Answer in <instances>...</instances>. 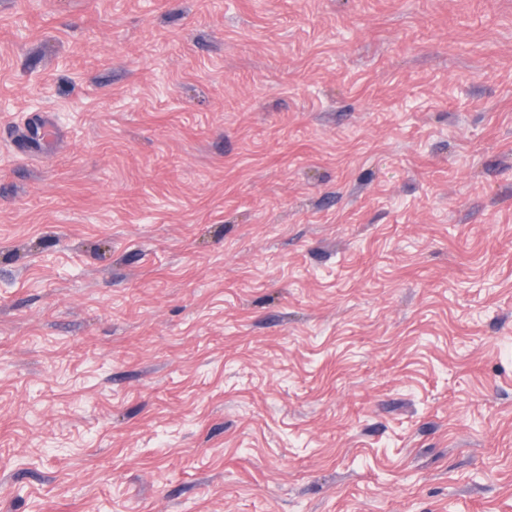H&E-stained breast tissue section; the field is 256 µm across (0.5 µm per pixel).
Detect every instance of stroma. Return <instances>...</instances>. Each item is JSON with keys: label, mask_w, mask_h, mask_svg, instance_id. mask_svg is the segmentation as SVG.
I'll list each match as a JSON object with an SVG mask.
<instances>
[{"label": "stroma", "mask_w": 512, "mask_h": 512, "mask_svg": "<svg viewBox=\"0 0 512 512\" xmlns=\"http://www.w3.org/2000/svg\"><path fill=\"white\" fill-rule=\"evenodd\" d=\"M0 512H512V0H0Z\"/></svg>", "instance_id": "stroma-1"}]
</instances>
